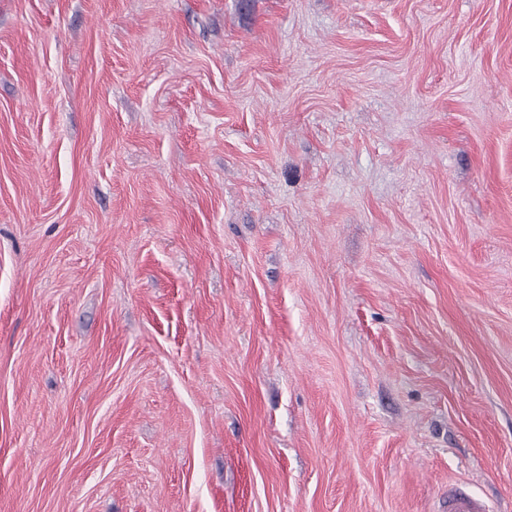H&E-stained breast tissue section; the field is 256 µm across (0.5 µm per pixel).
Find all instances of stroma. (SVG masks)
Here are the masks:
<instances>
[{
    "label": "stroma",
    "instance_id": "35a3bbf8",
    "mask_svg": "<svg viewBox=\"0 0 512 512\" xmlns=\"http://www.w3.org/2000/svg\"><path fill=\"white\" fill-rule=\"evenodd\" d=\"M512 512V0H0V512ZM484 503L461 486L448 492V512H485Z\"/></svg>",
    "mask_w": 512,
    "mask_h": 512
}]
</instances>
